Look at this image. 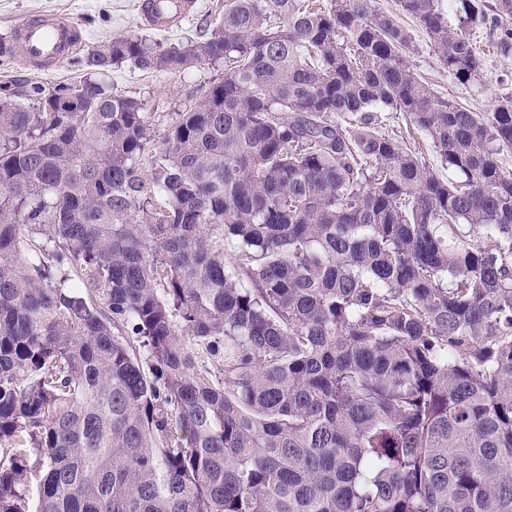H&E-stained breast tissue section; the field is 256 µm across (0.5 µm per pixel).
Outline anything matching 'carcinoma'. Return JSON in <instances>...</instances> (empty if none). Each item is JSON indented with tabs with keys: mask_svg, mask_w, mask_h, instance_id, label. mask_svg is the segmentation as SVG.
Instances as JSON below:
<instances>
[{
	"mask_svg": "<svg viewBox=\"0 0 512 512\" xmlns=\"http://www.w3.org/2000/svg\"><path fill=\"white\" fill-rule=\"evenodd\" d=\"M310 2L98 44L70 111L0 97V512H512V94L440 97L375 0ZM396 5L463 85L475 31L512 54V0ZM219 61L159 138L99 81ZM379 128L386 135H391L399 141H404L403 147L418 152V157L425 161L439 175L450 176L448 168L442 165L440 157L435 152L429 138L422 132H415L413 137L407 134V122L405 116L399 112H382Z\"/></svg>",
	"mask_w": 512,
	"mask_h": 512,
	"instance_id": "carcinoma-1",
	"label": "carcinoma"
}]
</instances>
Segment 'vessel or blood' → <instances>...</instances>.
Returning <instances> with one entry per match:
<instances>
[{"mask_svg": "<svg viewBox=\"0 0 512 512\" xmlns=\"http://www.w3.org/2000/svg\"><path fill=\"white\" fill-rule=\"evenodd\" d=\"M199 0H136L141 21L148 27L170 32L193 16ZM85 45L81 31L57 14L31 16L13 31V55L25 67L48 71L77 54Z\"/></svg>", "mask_w": 512, "mask_h": 512, "instance_id": "obj_1", "label": "vessel or blood"}]
</instances>
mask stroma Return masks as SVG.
I'll return each mask as SVG.
<instances>
[{"label": "stroma", "mask_w": 512, "mask_h": 512, "mask_svg": "<svg viewBox=\"0 0 512 512\" xmlns=\"http://www.w3.org/2000/svg\"><path fill=\"white\" fill-rule=\"evenodd\" d=\"M135 0H0V39L8 38L12 27L23 17L37 12H54L70 18L84 33L87 46L130 34L165 45L197 39L206 25L221 22L226 0H201V8L193 17L171 32H160L142 24L134 5ZM401 24L413 41L410 62L415 73L441 97L452 98L476 112L490 111L498 97L512 93V56L493 54L489 32L477 31V48L487 52V68L480 84L461 85L449 73L433 51L426 34L409 17H401ZM83 74L80 58L67 60L46 72H35L15 60L0 57V90L23 79L31 83L53 84L79 80ZM224 74L223 65H197L179 72L153 73L129 65L112 67L103 81L117 94L142 99L148 111L160 116L181 111L193 103L198 90ZM383 133L403 141L405 147L418 153L439 175H447L440 157L429 138L421 132L407 131V120L402 113L385 112L380 122Z\"/></svg>", "instance_id": "1"}]
</instances>
